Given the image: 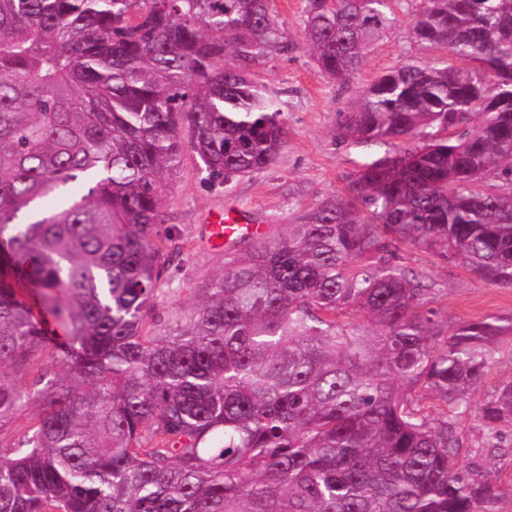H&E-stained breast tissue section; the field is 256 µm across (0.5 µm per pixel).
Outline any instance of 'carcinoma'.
Listing matches in <instances>:
<instances>
[{
  "label": "carcinoma",
  "instance_id": "obj_1",
  "mask_svg": "<svg viewBox=\"0 0 512 512\" xmlns=\"http://www.w3.org/2000/svg\"><path fill=\"white\" fill-rule=\"evenodd\" d=\"M402 1L302 0L323 77L352 82ZM417 2L410 37L447 55L388 69L338 114L334 138L369 153L343 194L241 239L160 334L184 152L228 182L288 136L255 79L286 48L271 0H0V366L47 353L29 381L0 379V423L39 403L0 449V512H497L512 496L458 464L512 317L448 329L401 255L512 288V0ZM29 283L59 348L18 298ZM477 418L499 448L512 380Z\"/></svg>",
  "mask_w": 512,
  "mask_h": 512
}]
</instances>
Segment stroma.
Returning a JSON list of instances; mask_svg holds the SVG:
<instances>
[{
	"label": "stroma",
	"instance_id": "obj_1",
	"mask_svg": "<svg viewBox=\"0 0 512 512\" xmlns=\"http://www.w3.org/2000/svg\"><path fill=\"white\" fill-rule=\"evenodd\" d=\"M273 7L289 49L269 54L255 69L266 91L277 97L288 123V139L277 162L259 173L223 184L207 179L195 156L185 155L164 204L173 235L170 274L174 293L157 307L160 329L174 326L197 300L196 290L224 269L227 252L207 244L208 216L224 209L248 214L262 225L265 236L284 234L303 210L343 190L346 175L368 159L361 147L334 140L332 130L357 87L370 83L384 70L400 63L422 64L435 50L416 43L408 35L409 8H402L400 24L370 53L353 86L327 81L320 75L302 38L300 0H274ZM405 264L426 271L435 284L432 305L449 325L489 315H512V288L483 282L463 263L447 264L426 253L406 248ZM512 379V355H502L470 396L471 412L459 419L466 444L461 464L488 465L503 486H512V426L501 432L506 454L487 453L480 447L481 428L473 413L499 383Z\"/></svg>",
	"mask_w": 512,
	"mask_h": 512
}]
</instances>
